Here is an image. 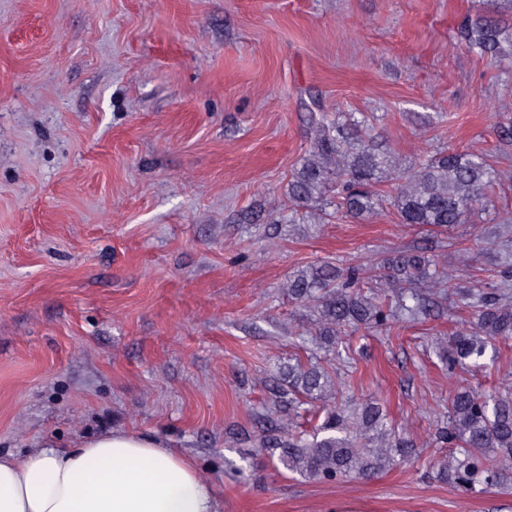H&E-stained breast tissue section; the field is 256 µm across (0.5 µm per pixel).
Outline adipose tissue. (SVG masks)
<instances>
[{
  "label": "adipose tissue",
  "instance_id": "ef3b65f1",
  "mask_svg": "<svg viewBox=\"0 0 512 512\" xmlns=\"http://www.w3.org/2000/svg\"><path fill=\"white\" fill-rule=\"evenodd\" d=\"M0 512H221L208 479L156 437L115 430L0 454Z\"/></svg>",
  "mask_w": 512,
  "mask_h": 512
}]
</instances>
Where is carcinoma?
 <instances>
[{
  "mask_svg": "<svg viewBox=\"0 0 512 512\" xmlns=\"http://www.w3.org/2000/svg\"><path fill=\"white\" fill-rule=\"evenodd\" d=\"M468 48L490 64L512 65V30L480 13L459 31ZM315 143L288 181V200L308 208L322 195L336 194V213L363 218L390 205L401 224L448 227L467 224L484 205L486 195L501 184V172L481 154L438 149L424 154L414 167L401 172L390 164L389 152L369 134L370 118L357 119L345 112L322 113L314 119ZM393 182V193L376 189ZM371 280L403 289L395 310L409 318L426 311L413 289L423 285L457 289L434 256L402 250L373 268ZM288 296L312 303L320 325L317 335L328 345L346 327L381 329L394 317L379 297L363 292L359 268L320 262L299 269L288 278ZM512 277L470 290L466 298L475 308L482 335L464 330L448 337V369L480 365L486 348L497 337L512 336V305L506 303ZM331 391L328 371L316 364L297 362L285 367L271 387L277 412L286 416L300 403L322 401ZM324 419L308 436H295L276 426L259 437V447L288 471L316 482L347 477L368 479L394 464L395 458L412 455L414 444L404 437H389L385 415L373 400L361 404L351 423L336 408L322 407ZM441 438L462 448V458L452 466L450 479L457 487L472 490L479 484L503 483L512 475V389L494 397L470 387L458 388L448 403V427Z\"/></svg>",
  "mask_w": 512,
  "mask_h": 512,
  "instance_id": "obj_1",
  "label": "carcinoma"
}]
</instances>
